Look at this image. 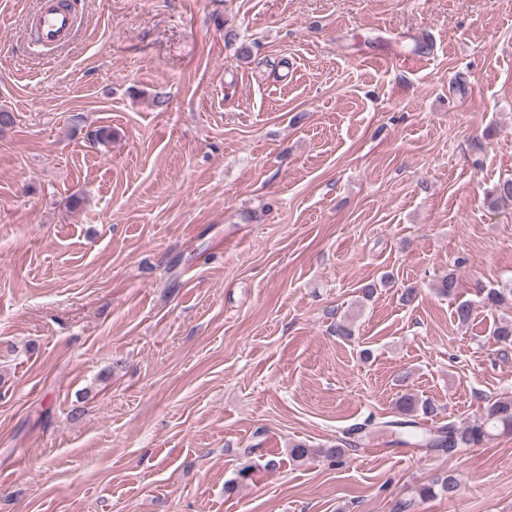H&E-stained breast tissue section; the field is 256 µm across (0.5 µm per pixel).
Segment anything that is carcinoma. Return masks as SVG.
I'll list each match as a JSON object with an SVG mask.
<instances>
[{
    "mask_svg": "<svg viewBox=\"0 0 512 512\" xmlns=\"http://www.w3.org/2000/svg\"><path fill=\"white\" fill-rule=\"evenodd\" d=\"M490 198L494 204L512 201V179H505L497 183L490 192ZM457 285L455 274L450 272L437 280L434 287L437 288L438 294L451 297L456 294ZM477 294L483 304L496 306L504 303L508 298H512V289L480 286ZM397 406L405 419L390 421L388 426L413 428L411 437L414 439V445L420 448L442 449L453 453L459 448L481 441L490 435V431L493 429L512 432V397H499L488 401L476 422L461 428L451 422L430 428L420 426V422L426 423L437 415L438 407L433 400L416 393L402 394L397 399ZM289 453L292 459L298 461H306L317 456L337 460L343 456L344 450L339 445L330 448H312L303 442H298L292 445ZM457 490H459V482L454 476L448 475L431 483L417 486L415 493L422 500L437 495L446 496L451 500L456 496Z\"/></svg>",
    "mask_w": 512,
    "mask_h": 512,
    "instance_id": "1",
    "label": "carcinoma"
}]
</instances>
